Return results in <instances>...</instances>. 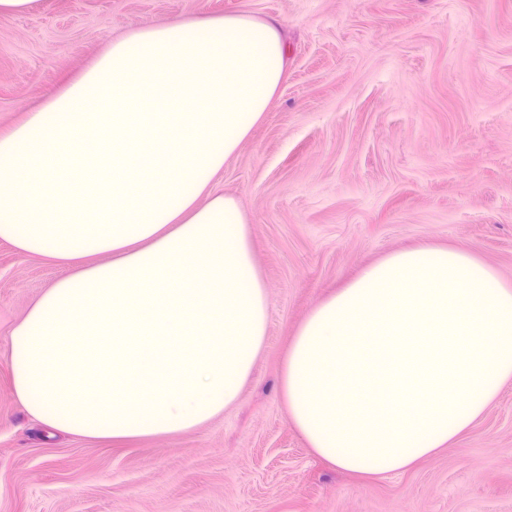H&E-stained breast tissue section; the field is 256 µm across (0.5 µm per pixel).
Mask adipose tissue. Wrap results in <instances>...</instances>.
Returning <instances> with one entry per match:
<instances>
[{
	"instance_id": "1",
	"label": "adipose tissue",
	"mask_w": 512,
	"mask_h": 512,
	"mask_svg": "<svg viewBox=\"0 0 512 512\" xmlns=\"http://www.w3.org/2000/svg\"><path fill=\"white\" fill-rule=\"evenodd\" d=\"M284 70L276 23L149 25L0 132V241L68 270L10 335L30 415L125 439L195 428L237 400L269 302L245 215L213 180ZM510 383L512 285L429 244L316 305L282 373L309 447L363 476L435 455Z\"/></svg>"
}]
</instances>
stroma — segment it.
<instances>
[{
  "mask_svg": "<svg viewBox=\"0 0 512 512\" xmlns=\"http://www.w3.org/2000/svg\"><path fill=\"white\" fill-rule=\"evenodd\" d=\"M277 21L283 80L214 179L248 224L269 299L234 405L196 428L48 434L16 398L9 335L64 274L0 241V512H512V383L414 468L332 467L288 419L284 357L363 268L429 243L512 283V0H38L0 16V131L132 30Z\"/></svg>",
  "mask_w": 512,
  "mask_h": 512,
  "instance_id": "stroma-1",
  "label": "stroma"
}]
</instances>
